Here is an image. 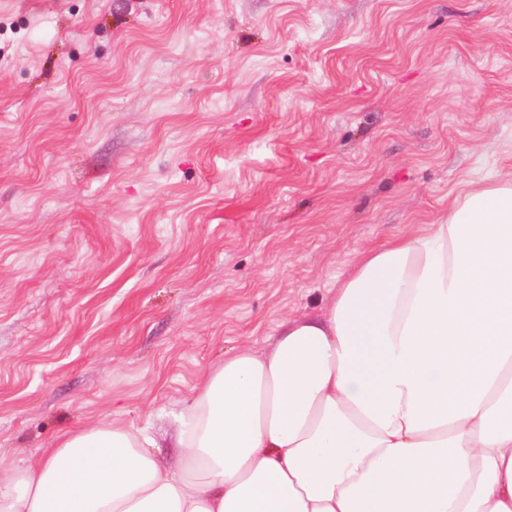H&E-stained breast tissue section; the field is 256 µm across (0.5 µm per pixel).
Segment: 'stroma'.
<instances>
[{
	"label": "stroma",
	"mask_w": 512,
	"mask_h": 512,
	"mask_svg": "<svg viewBox=\"0 0 512 512\" xmlns=\"http://www.w3.org/2000/svg\"><path fill=\"white\" fill-rule=\"evenodd\" d=\"M512 175V0H0V462L170 438L225 351Z\"/></svg>",
	"instance_id": "1"
}]
</instances>
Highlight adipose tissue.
<instances>
[{"mask_svg":"<svg viewBox=\"0 0 512 512\" xmlns=\"http://www.w3.org/2000/svg\"><path fill=\"white\" fill-rule=\"evenodd\" d=\"M173 447L78 428L0 512H512V182L364 251L314 314L209 366Z\"/></svg>","mask_w":512,"mask_h":512,"instance_id":"ef3b65f1","label":"adipose tissue"}]
</instances>
